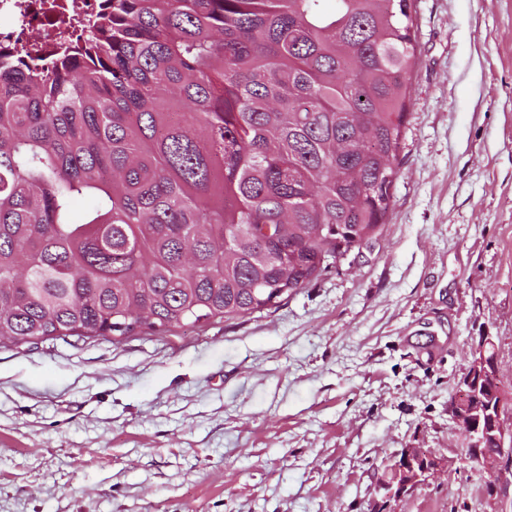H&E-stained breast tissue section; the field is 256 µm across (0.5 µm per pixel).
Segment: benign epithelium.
<instances>
[{
    "label": "benign epithelium",
    "instance_id": "1",
    "mask_svg": "<svg viewBox=\"0 0 512 512\" xmlns=\"http://www.w3.org/2000/svg\"><path fill=\"white\" fill-rule=\"evenodd\" d=\"M461 398L453 407V418L458 429L468 437L471 459L483 466L492 477L512 473V424L505 418L503 398L505 390L500 381L499 358L494 336L485 330L471 350L467 375L459 384ZM499 444L498 452L487 454L481 448L488 438ZM445 467L436 457H427L417 448H404L390 466L394 477L383 483L387 497L399 498L418 480H427ZM403 479L396 485L394 481Z\"/></svg>",
    "mask_w": 512,
    "mask_h": 512
}]
</instances>
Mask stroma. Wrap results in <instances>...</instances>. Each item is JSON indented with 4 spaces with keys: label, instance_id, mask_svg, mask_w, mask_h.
Wrapping results in <instances>:
<instances>
[{
    "label": "stroma",
    "instance_id": "stroma-1",
    "mask_svg": "<svg viewBox=\"0 0 512 512\" xmlns=\"http://www.w3.org/2000/svg\"><path fill=\"white\" fill-rule=\"evenodd\" d=\"M379 235L272 309L0 345V512H512L452 409L482 330L512 392V0H414ZM398 459L390 466L389 472L394 479L391 482H382L385 489L388 490L386 498H399L409 491V486L418 480H427L434 477L446 466L442 459L436 457H427L423 455L419 448H404L398 454ZM419 470V472H418ZM392 476L390 479H392ZM399 478L404 479L399 483L395 490L394 482Z\"/></svg>",
    "mask_w": 512,
    "mask_h": 512
}]
</instances>
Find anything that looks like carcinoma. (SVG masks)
<instances>
[{
	"instance_id": "carcinoma-1",
	"label": "carcinoma",
	"mask_w": 512,
	"mask_h": 512,
	"mask_svg": "<svg viewBox=\"0 0 512 512\" xmlns=\"http://www.w3.org/2000/svg\"><path fill=\"white\" fill-rule=\"evenodd\" d=\"M412 9L103 0L51 63L1 52L0 343L243 318L372 240Z\"/></svg>"
}]
</instances>
